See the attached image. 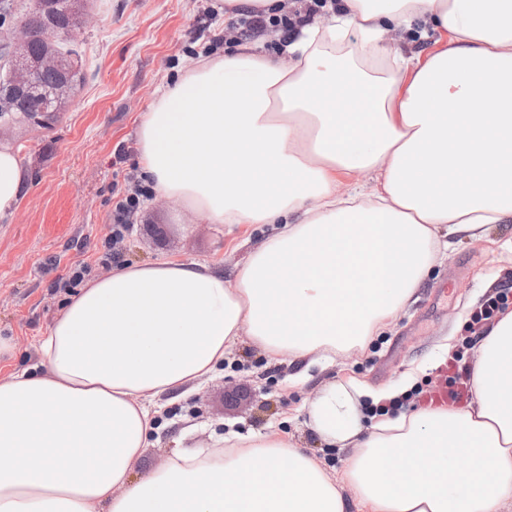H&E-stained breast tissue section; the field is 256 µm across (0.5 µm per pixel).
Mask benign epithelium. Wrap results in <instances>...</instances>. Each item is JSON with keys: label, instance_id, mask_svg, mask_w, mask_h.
Masks as SVG:
<instances>
[{"label": "benign epithelium", "instance_id": "benign-epithelium-1", "mask_svg": "<svg viewBox=\"0 0 512 512\" xmlns=\"http://www.w3.org/2000/svg\"><path fill=\"white\" fill-rule=\"evenodd\" d=\"M72 2L70 24L63 29L68 34L88 26L92 20L86 0ZM50 4L52 0H36L28 16L17 21L10 32L3 52L9 84L5 91H0V110L7 105L8 95L29 92L37 73L62 67V61L53 47L56 40V30L53 28L49 29L48 45L41 54L33 55L29 51L32 26L44 18Z\"/></svg>", "mask_w": 512, "mask_h": 512}]
</instances>
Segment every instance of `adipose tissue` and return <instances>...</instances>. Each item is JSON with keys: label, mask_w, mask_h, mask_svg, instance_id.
<instances>
[{"label": "adipose tissue", "mask_w": 512, "mask_h": 512, "mask_svg": "<svg viewBox=\"0 0 512 512\" xmlns=\"http://www.w3.org/2000/svg\"><path fill=\"white\" fill-rule=\"evenodd\" d=\"M323 13L283 44L286 61L255 41L199 58L142 115L152 194L229 231L279 230L232 280L160 256L69 300L41 362L0 377V512H512V310L476 347L467 407L388 410L444 344L397 384L348 377L307 400L309 428L350 451L342 472L277 430L230 429L215 451L132 478L162 398L220 375L242 339L314 364L363 349L451 241L512 223V0H326ZM25 187L0 145V217Z\"/></svg>", "instance_id": "obj_1"}]
</instances>
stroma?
Instances as JSON below:
<instances>
[{
	"mask_svg": "<svg viewBox=\"0 0 512 512\" xmlns=\"http://www.w3.org/2000/svg\"><path fill=\"white\" fill-rule=\"evenodd\" d=\"M88 6L91 24L68 39L83 83L49 127L20 123L7 140L20 151L29 188L19 209L0 218V336L17 344L14 361L0 364L3 376L13 366L40 362L36 341L69 299L56 281L82 265L90 280L110 274L98 251L110 233L113 183L140 172L136 141L143 112L212 40L236 45L235 32L225 27L224 0H89ZM190 219L171 203H149L126 236L124 262L161 255L213 259L230 277L274 232L270 225L243 224L228 235L199 223L187 236L181 225ZM511 239L512 223L494 224L485 238L456 245L383 334L361 351L338 355L335 364L274 357L242 340L222 375L165 407L159 440L135 466V479L158 469L176 447L212 449L213 432L229 424L241 432L278 428L327 467L342 469L345 452L325 448L306 425L303 404L344 376L389 386L446 340L462 350L459 368L471 374L474 348L463 343L469 315L489 296L490 278L512 283V270L498 262L499 244ZM445 284L453 293L443 299L437 289Z\"/></svg>",
	"mask_w": 512,
	"mask_h": 512,
	"instance_id": "1",
	"label": "stroma"
}]
</instances>
